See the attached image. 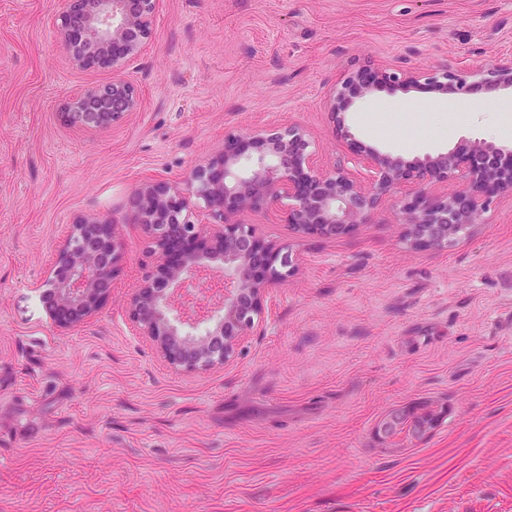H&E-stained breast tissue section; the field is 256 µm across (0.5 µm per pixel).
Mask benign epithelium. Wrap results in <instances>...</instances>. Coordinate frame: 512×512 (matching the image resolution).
I'll return each mask as SVG.
<instances>
[{
    "instance_id": "7a95c632",
    "label": "benign epithelium",
    "mask_w": 512,
    "mask_h": 512,
    "mask_svg": "<svg viewBox=\"0 0 512 512\" xmlns=\"http://www.w3.org/2000/svg\"><path fill=\"white\" fill-rule=\"evenodd\" d=\"M64 42L76 62L112 70V81L66 104L80 122L104 129L140 109L124 64L144 50L159 0H62ZM452 89L459 95L512 87V61L483 69L433 72L382 67L349 70L329 94L332 116L352 95L409 87ZM336 136L363 166L357 177L346 162L318 167L305 131L289 124L249 137L227 134L224 146L200 164L183 185L140 184L133 194L132 223L150 239L153 270L127 302L136 332L146 337L167 367L209 371L224 365L254 335L266 295L295 271L288 248L267 240L258 225L238 220L244 212L282 207L288 230L300 238L349 234L390 202L413 246L444 249L469 228L486 223L491 202L512 195V150L484 142L459 146L425 160L404 161L360 146L345 127ZM454 183L451 192L438 185ZM117 224L71 225L44 282L54 319L69 329L95 315L122 259ZM224 277L209 281L211 264ZM211 326L190 332L198 321Z\"/></svg>"
}]
</instances>
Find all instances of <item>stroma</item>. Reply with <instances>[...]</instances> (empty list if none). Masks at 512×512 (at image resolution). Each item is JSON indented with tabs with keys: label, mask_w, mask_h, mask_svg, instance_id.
Listing matches in <instances>:
<instances>
[{
	"label": "stroma",
	"mask_w": 512,
	"mask_h": 512,
	"mask_svg": "<svg viewBox=\"0 0 512 512\" xmlns=\"http://www.w3.org/2000/svg\"><path fill=\"white\" fill-rule=\"evenodd\" d=\"M61 0H0V512H512V196L443 250L395 212L337 238L290 234L294 273L224 366L167 368L126 301L154 261L135 188L184 180L239 135L296 123L317 163L348 154L325 105L351 68L429 71L512 59V0H162L127 65L139 111L100 130L66 99L112 80L63 44ZM456 121L460 95L358 94L363 144L423 160L512 148V88ZM120 225L99 312L56 326L42 301L77 220ZM431 404L433 429L391 443L386 411Z\"/></svg>",
	"instance_id": "obj_1"
}]
</instances>
